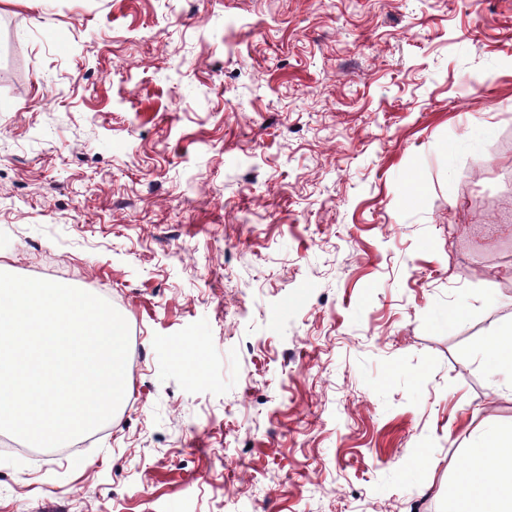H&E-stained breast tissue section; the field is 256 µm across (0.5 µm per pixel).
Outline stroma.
I'll return each instance as SVG.
<instances>
[{"mask_svg":"<svg viewBox=\"0 0 512 512\" xmlns=\"http://www.w3.org/2000/svg\"><path fill=\"white\" fill-rule=\"evenodd\" d=\"M0 271L130 363L0 512H444L512 427V0H0ZM512 326L501 336L486 342L482 348L485 371L492 377L506 376L512 383Z\"/></svg>","mask_w":512,"mask_h":512,"instance_id":"35a3bbf8","label":"stroma"}]
</instances>
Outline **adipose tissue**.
<instances>
[{"label":"adipose tissue","instance_id":"obj_1","mask_svg":"<svg viewBox=\"0 0 512 512\" xmlns=\"http://www.w3.org/2000/svg\"><path fill=\"white\" fill-rule=\"evenodd\" d=\"M454 477L445 512H512V430L472 441Z\"/></svg>","mask_w":512,"mask_h":512}]
</instances>
